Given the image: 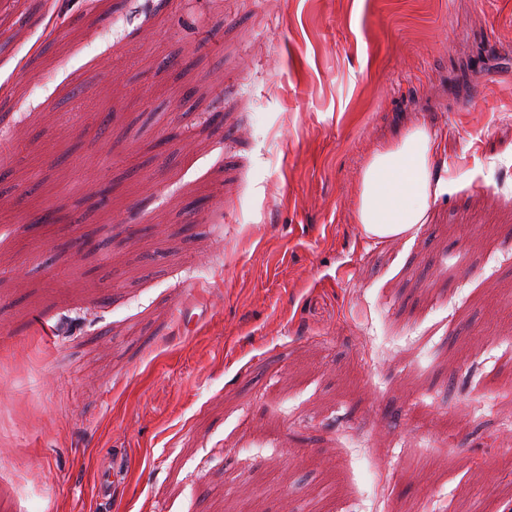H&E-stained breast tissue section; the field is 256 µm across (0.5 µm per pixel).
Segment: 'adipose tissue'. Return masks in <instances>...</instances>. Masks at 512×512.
<instances>
[{
	"label": "adipose tissue",
	"mask_w": 512,
	"mask_h": 512,
	"mask_svg": "<svg viewBox=\"0 0 512 512\" xmlns=\"http://www.w3.org/2000/svg\"><path fill=\"white\" fill-rule=\"evenodd\" d=\"M437 150L431 129L417 122L371 153L354 207V220L367 239H397L425 223L431 200L446 188L434 175Z\"/></svg>",
	"instance_id": "obj_1"
}]
</instances>
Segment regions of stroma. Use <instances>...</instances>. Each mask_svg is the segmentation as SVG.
<instances>
[{
	"label": "stroma",
	"mask_w": 512,
	"mask_h": 512,
	"mask_svg": "<svg viewBox=\"0 0 512 512\" xmlns=\"http://www.w3.org/2000/svg\"><path fill=\"white\" fill-rule=\"evenodd\" d=\"M1 103L0 512L512 501V0H0ZM438 144L431 129L416 122L375 149L362 167L354 220L375 242L403 237L426 223L431 200L446 184L436 179Z\"/></svg>",
	"instance_id": "stroma-1"
}]
</instances>
